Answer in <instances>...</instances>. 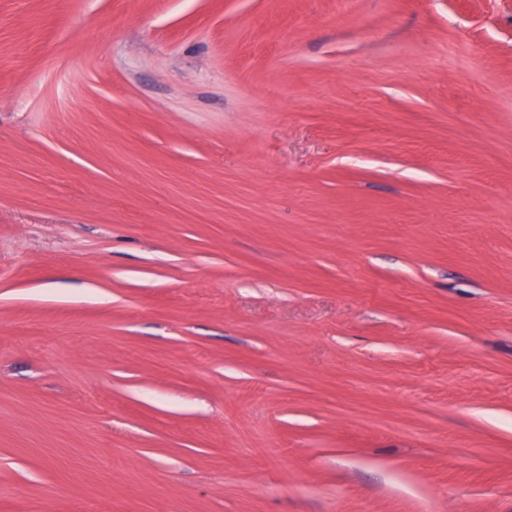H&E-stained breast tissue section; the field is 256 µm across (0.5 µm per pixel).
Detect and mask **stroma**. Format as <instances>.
Masks as SVG:
<instances>
[{
	"mask_svg": "<svg viewBox=\"0 0 512 512\" xmlns=\"http://www.w3.org/2000/svg\"><path fill=\"white\" fill-rule=\"evenodd\" d=\"M0 512H512V0H0Z\"/></svg>",
	"mask_w": 512,
	"mask_h": 512,
	"instance_id": "stroma-1",
	"label": "stroma"
}]
</instances>
